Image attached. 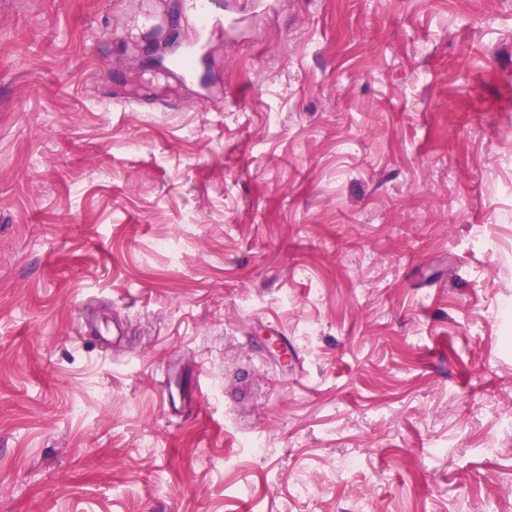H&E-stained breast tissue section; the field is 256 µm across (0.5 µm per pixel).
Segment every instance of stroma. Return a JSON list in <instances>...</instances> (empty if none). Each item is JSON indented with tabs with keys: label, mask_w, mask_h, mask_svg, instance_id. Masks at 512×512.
<instances>
[{
	"label": "stroma",
	"mask_w": 512,
	"mask_h": 512,
	"mask_svg": "<svg viewBox=\"0 0 512 512\" xmlns=\"http://www.w3.org/2000/svg\"><path fill=\"white\" fill-rule=\"evenodd\" d=\"M210 2L0 0V512H512V0Z\"/></svg>",
	"instance_id": "obj_1"
}]
</instances>
